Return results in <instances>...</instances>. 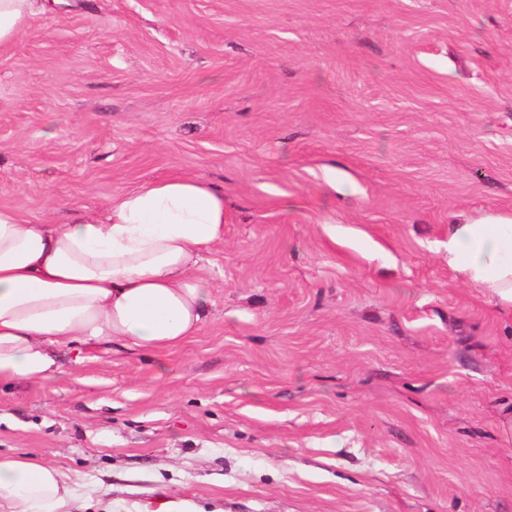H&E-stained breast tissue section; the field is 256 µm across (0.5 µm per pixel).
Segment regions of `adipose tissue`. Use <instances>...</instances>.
<instances>
[{
  "mask_svg": "<svg viewBox=\"0 0 512 512\" xmlns=\"http://www.w3.org/2000/svg\"><path fill=\"white\" fill-rule=\"evenodd\" d=\"M43 0H0V51ZM224 241V191L173 177L113 196L60 224L0 206V382L43 383L54 349L79 341L144 351L178 347L210 314L205 254ZM448 268L512 317V211L448 226ZM80 475L35 456L0 454V512H84Z\"/></svg>",
  "mask_w": 512,
  "mask_h": 512,
  "instance_id": "ef3b65f1",
  "label": "adipose tissue"
}]
</instances>
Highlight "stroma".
Listing matches in <instances>:
<instances>
[{
  "instance_id": "stroma-1",
  "label": "stroma",
  "mask_w": 512,
  "mask_h": 512,
  "mask_svg": "<svg viewBox=\"0 0 512 512\" xmlns=\"http://www.w3.org/2000/svg\"><path fill=\"white\" fill-rule=\"evenodd\" d=\"M224 190L218 287L159 352L0 384V454L204 512H512V319L448 269L512 211V0H62L0 52V206Z\"/></svg>"
}]
</instances>
